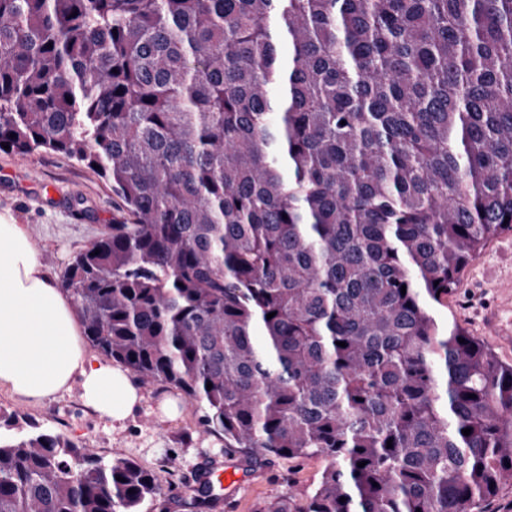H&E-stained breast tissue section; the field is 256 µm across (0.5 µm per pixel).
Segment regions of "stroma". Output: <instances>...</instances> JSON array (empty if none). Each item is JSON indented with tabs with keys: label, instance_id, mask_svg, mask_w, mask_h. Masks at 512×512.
Masks as SVG:
<instances>
[{
	"label": "stroma",
	"instance_id": "obj_1",
	"mask_svg": "<svg viewBox=\"0 0 512 512\" xmlns=\"http://www.w3.org/2000/svg\"><path fill=\"white\" fill-rule=\"evenodd\" d=\"M0 216L26 225L43 270L62 282L66 267L109 225L126 222L121 199L96 171L64 154L40 149L20 156L0 151ZM512 231L488 243L463 271L447 307L436 317L457 323L502 361H512V343L490 335L487 314L499 309L512 327ZM142 400L123 428L86 407L78 391L40 400L0 388V435L16 434V422L58 434L109 458L130 457L150 469L161 496L146 500L142 512H196L186 490L206 459L224 461V441L202 425L203 412L176 387L139 384ZM325 461L260 457L248 463L250 480L228 490L206 512H253L255 504L285 491L304 496L320 479Z\"/></svg>",
	"mask_w": 512,
	"mask_h": 512
}]
</instances>
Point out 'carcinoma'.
<instances>
[{
    "label": "carcinoma",
    "mask_w": 512,
    "mask_h": 512,
    "mask_svg": "<svg viewBox=\"0 0 512 512\" xmlns=\"http://www.w3.org/2000/svg\"><path fill=\"white\" fill-rule=\"evenodd\" d=\"M5 144L131 217L63 276L93 350L247 460H326L254 512H482L512 482V364L434 312L512 231V0H0ZM161 492L0 439V512Z\"/></svg>",
    "instance_id": "carcinoma-1"
}]
</instances>
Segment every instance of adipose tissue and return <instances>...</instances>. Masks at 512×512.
Returning a JSON list of instances; mask_svg holds the SVG:
<instances>
[{
	"instance_id": "obj_1",
	"label": "adipose tissue",
	"mask_w": 512,
	"mask_h": 512,
	"mask_svg": "<svg viewBox=\"0 0 512 512\" xmlns=\"http://www.w3.org/2000/svg\"><path fill=\"white\" fill-rule=\"evenodd\" d=\"M27 399L72 388L112 423H123L141 395L121 369L81 345L71 299L42 270L28 230L0 219V387Z\"/></svg>"
}]
</instances>
